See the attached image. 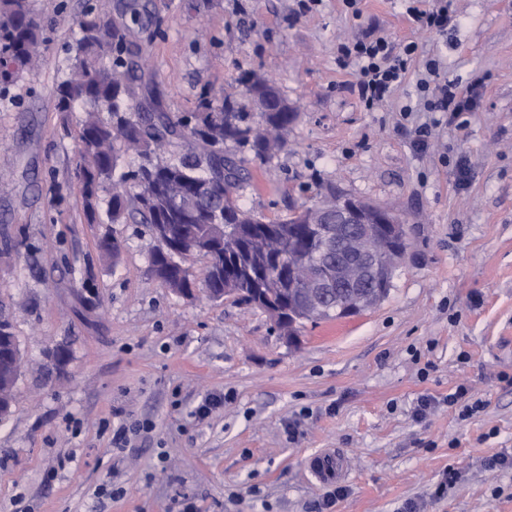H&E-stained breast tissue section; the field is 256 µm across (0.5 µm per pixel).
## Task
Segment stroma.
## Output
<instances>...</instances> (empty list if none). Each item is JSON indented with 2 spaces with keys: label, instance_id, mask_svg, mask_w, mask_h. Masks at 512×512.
I'll list each match as a JSON object with an SVG mask.
<instances>
[{
  "label": "stroma",
  "instance_id": "35a3bbf8",
  "mask_svg": "<svg viewBox=\"0 0 512 512\" xmlns=\"http://www.w3.org/2000/svg\"><path fill=\"white\" fill-rule=\"evenodd\" d=\"M144 78L171 112L201 97L255 113L245 83L272 80L299 117L288 145L248 171L239 203L281 220L329 190L391 209L408 249L387 297L358 315L305 324L281 339L261 310L186 298L151 275L140 224L86 223L54 89L85 0H30L45 19L43 57L0 92V305L25 364L0 418V512H512V469L485 461L512 449V0H459L439 35L415 31L399 0H138ZM417 42L467 87L459 118L423 112L412 70L393 97L364 111L337 48L358 38ZM411 106L403 115L402 106ZM432 135L418 149L412 127ZM121 243L110 264L98 240ZM466 386L484 407L461 418L446 398ZM225 401L206 419L196 406ZM433 403L414 411L422 396ZM150 421L114 450L120 423ZM296 439H289L288 423ZM348 473L316 481V451ZM460 472L430 496L448 466ZM120 487L122 498L109 497Z\"/></svg>",
  "mask_w": 512,
  "mask_h": 512
}]
</instances>
